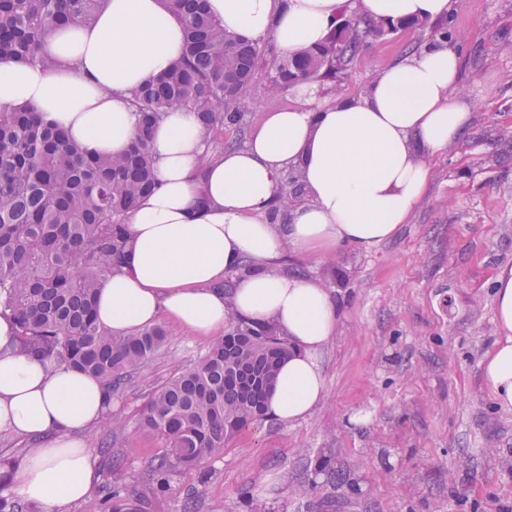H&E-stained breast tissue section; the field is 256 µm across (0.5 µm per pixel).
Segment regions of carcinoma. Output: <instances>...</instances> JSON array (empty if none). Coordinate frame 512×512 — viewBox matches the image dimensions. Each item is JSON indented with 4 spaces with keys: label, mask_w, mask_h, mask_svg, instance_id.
<instances>
[{
    "label": "carcinoma",
    "mask_w": 512,
    "mask_h": 512,
    "mask_svg": "<svg viewBox=\"0 0 512 512\" xmlns=\"http://www.w3.org/2000/svg\"><path fill=\"white\" fill-rule=\"evenodd\" d=\"M101 6L102 0H0V59L53 67L42 52L45 39L61 26L92 23ZM168 6L183 25L186 52L165 75L131 91L135 132L124 155H91L34 109L0 112V313L15 319L20 350L88 373L113 392L167 340L160 326L115 336L96 315L98 290L130 245L126 215L156 187L152 129L163 113L190 109L206 145L202 164L224 154L215 134L246 125L238 105L251 95L268 54L262 41L225 31L205 0H168ZM406 29L428 32L430 43L453 37L450 19H368L361 28L341 10L322 44L269 64L267 91L315 79L334 83L367 38ZM301 190L299 178L278 183L272 217ZM289 353L288 339L273 324L232 312L224 335L196 364L150 394L139 428L165 441L153 463L152 492L171 490L173 475L223 456L226 440L266 418L267 393ZM101 506L141 512L119 485ZM0 512L36 510L1 494Z\"/></svg>",
    "instance_id": "cac0c4a2"
}]
</instances>
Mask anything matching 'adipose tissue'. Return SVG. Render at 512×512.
Instances as JSON below:
<instances>
[{
  "label": "adipose tissue",
  "mask_w": 512,
  "mask_h": 512,
  "mask_svg": "<svg viewBox=\"0 0 512 512\" xmlns=\"http://www.w3.org/2000/svg\"><path fill=\"white\" fill-rule=\"evenodd\" d=\"M227 31L272 37L291 54L323 41L339 0H207ZM368 18L448 15L450 0H359ZM51 69L0 60V112L32 107L93 155H123L134 133L130 92L185 54L183 27L166 0H104L88 25L61 27L43 48ZM455 50L440 42L377 72L358 99L318 100L302 86L299 106L268 113L240 148L201 164L198 120L183 108L156 124L155 191L130 213L131 248L98 292L99 321L124 336L167 316L193 333L222 331L229 312L274 323L291 352L280 365L267 417L292 424L323 400V354L336 334V302L321 280L284 274L288 251L327 258L367 252L407 222L431 178L430 162L471 123L454 98ZM298 166L307 197L268 220L279 177ZM253 272L239 274L244 264ZM238 280L232 300L218 286ZM498 334L481 362L496 407L512 413V267L494 277ZM16 322L0 316V435L38 438L11 477V490L41 512H68L99 479L81 434L112 410L97 379L16 347Z\"/></svg>",
  "instance_id": "ef3b65f1"
}]
</instances>
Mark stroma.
I'll return each instance as SVG.
<instances>
[{
  "instance_id": "obj_1",
  "label": "stroma",
  "mask_w": 512,
  "mask_h": 512,
  "mask_svg": "<svg viewBox=\"0 0 512 512\" xmlns=\"http://www.w3.org/2000/svg\"><path fill=\"white\" fill-rule=\"evenodd\" d=\"M462 76L457 97L472 112L466 136L435 161L428 189L395 236L368 252L323 261L286 253L282 269L312 274L339 304L324 354L327 394L305 419L262 422L234 436L221 458L151 492L160 436L140 430L149 394L195 364L209 345L169 319L162 351L112 395L124 423L110 445L122 466L99 462V482L145 496V512H502L512 507V414L485 391L481 361L495 340L492 279L512 266V0H452ZM405 30L372 41L339 87L361 97L375 73L402 61ZM350 465L354 487L324 457ZM309 486L299 495L300 486Z\"/></svg>"
}]
</instances>
